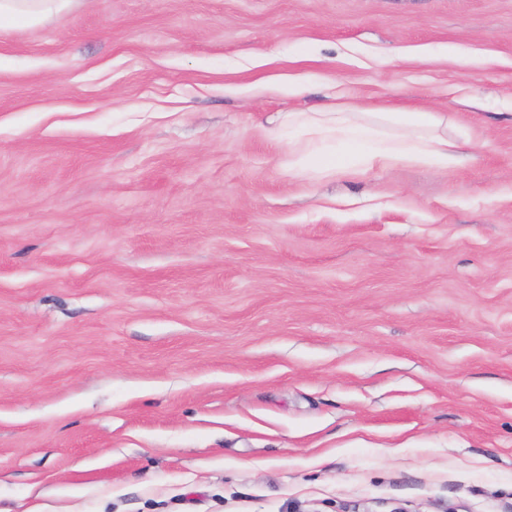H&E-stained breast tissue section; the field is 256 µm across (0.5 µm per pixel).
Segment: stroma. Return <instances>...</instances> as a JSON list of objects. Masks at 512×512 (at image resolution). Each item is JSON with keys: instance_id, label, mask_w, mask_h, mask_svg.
<instances>
[{"instance_id": "1", "label": "stroma", "mask_w": 512, "mask_h": 512, "mask_svg": "<svg viewBox=\"0 0 512 512\" xmlns=\"http://www.w3.org/2000/svg\"><path fill=\"white\" fill-rule=\"evenodd\" d=\"M333 99L467 154L289 170ZM0 512H512V0L0 29Z\"/></svg>"}]
</instances>
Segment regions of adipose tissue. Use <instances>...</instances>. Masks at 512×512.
<instances>
[{
	"instance_id": "ef3b65f1",
	"label": "adipose tissue",
	"mask_w": 512,
	"mask_h": 512,
	"mask_svg": "<svg viewBox=\"0 0 512 512\" xmlns=\"http://www.w3.org/2000/svg\"><path fill=\"white\" fill-rule=\"evenodd\" d=\"M75 0H0V26L38 25L69 10ZM276 142H287L292 167L321 178L336 176L354 157L366 167L393 169L402 164L454 166L448 140V115L428 108L367 112L331 103L300 112H281L263 129Z\"/></svg>"
}]
</instances>
